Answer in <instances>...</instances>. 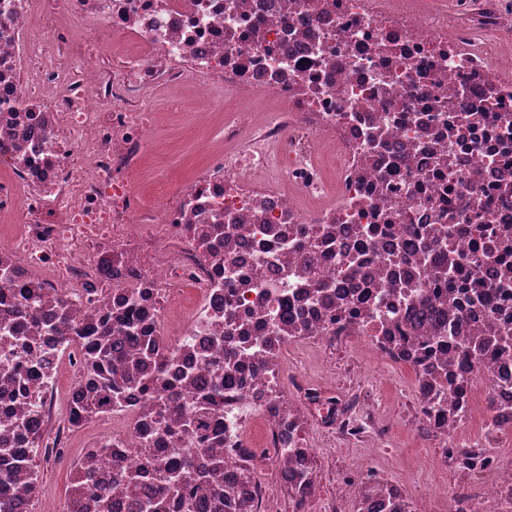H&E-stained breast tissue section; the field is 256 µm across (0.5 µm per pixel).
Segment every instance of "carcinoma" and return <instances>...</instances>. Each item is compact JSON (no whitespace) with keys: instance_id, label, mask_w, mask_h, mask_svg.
I'll use <instances>...</instances> for the list:
<instances>
[{"instance_id":"1","label":"carcinoma","mask_w":512,"mask_h":512,"mask_svg":"<svg viewBox=\"0 0 512 512\" xmlns=\"http://www.w3.org/2000/svg\"><path fill=\"white\" fill-rule=\"evenodd\" d=\"M80 308L63 299L45 301L41 289L32 282L19 285L17 301L0 310V329L19 332L24 328L40 329L46 334L73 331ZM89 355L85 370L91 384L81 402V412L97 413L112 409V400L128 386H137L154 393L163 382L167 362L166 352L159 348L150 353L147 369L113 354L117 337L112 333V321L106 319L87 337ZM28 358L21 356L10 362L0 361V390L13 381L28 378ZM203 395L191 402L159 403L158 418L165 432L180 431L206 438L209 420L224 407V384L213 383L202 388ZM42 433L34 425H13L0 431V454L21 458L26 449L40 442ZM54 449L44 448L24 461L21 470H8L0 477V512H34L43 488L39 484L37 458H49ZM96 459L91 467L77 463L71 472L70 487L64 512H109L112 497L125 492L139 479V474L112 470V450L92 449ZM152 473L156 482L151 491L132 504L133 512H224V464L204 456L187 455L177 464L154 459L145 464L143 473Z\"/></svg>"}]
</instances>
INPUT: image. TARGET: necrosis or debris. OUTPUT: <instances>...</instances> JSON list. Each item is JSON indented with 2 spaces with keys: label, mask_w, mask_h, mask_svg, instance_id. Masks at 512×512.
I'll use <instances>...</instances> for the list:
<instances>
[{
  "label": "necrosis or debris",
  "mask_w": 512,
  "mask_h": 512,
  "mask_svg": "<svg viewBox=\"0 0 512 512\" xmlns=\"http://www.w3.org/2000/svg\"><path fill=\"white\" fill-rule=\"evenodd\" d=\"M105 31L149 56L106 74L88 52ZM169 82L194 89L200 126L223 112L224 149L145 197L143 92ZM0 218L16 223L0 309L8 272L77 304L85 327L120 325L138 298L135 350L165 347L164 394L184 401L223 358L203 447L224 459V512H271L283 491L306 512H512V468L438 501L381 467L383 421L357 394L286 366L328 343L408 367L405 423L441 472L512 445V0H0ZM77 352L43 335L0 424L26 417L68 447ZM156 410L132 389L103 413L113 463L198 445L159 435ZM336 435L363 452L322 496L314 460Z\"/></svg>",
  "instance_id": "4bbe7bcc"
}]
</instances>
